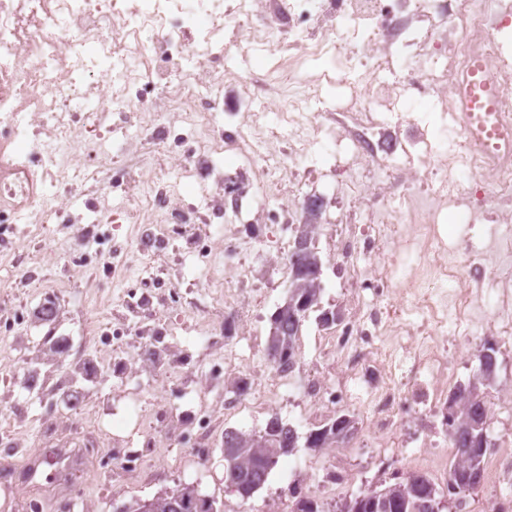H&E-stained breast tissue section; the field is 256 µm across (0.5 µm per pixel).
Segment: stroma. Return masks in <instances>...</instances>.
Listing matches in <instances>:
<instances>
[{
  "mask_svg": "<svg viewBox=\"0 0 512 512\" xmlns=\"http://www.w3.org/2000/svg\"><path fill=\"white\" fill-rule=\"evenodd\" d=\"M82 231L79 224H67L48 234L31 224L19 225L7 249L37 259L41 265L39 280L24 279L15 267L0 264V313L15 309L26 313L8 336L0 335V432L12 433L13 447H54L55 432L68 431L81 423L101 424L107 441L126 438L139 432L135 411L129 406L131 399H139L144 407L155 403L179 411L184 407L183 392L187 389L217 413L225 390L232 385L233 371H264L265 364L254 346L267 343L269 318L288 297L287 273L278 275L266 307L257 312L253 336L227 340L218 335L204 347L199 341L197 315L190 304L224 302L223 281H216L210 288L196 284L205 267L204 259L189 253L180 240L158 258L131 256L133 266L160 268L163 278L180 288L187 300L183 307L156 305L131 312L123 304L126 289L113 285L103 266L94 264L77 272L62 263L64 252L97 250V243L84 240ZM49 297L57 302L56 326L72 338L67 352L56 357L48 353L51 327L35 313ZM89 319L107 325L126 323L131 334L119 344L86 336L83 327ZM155 321L171 325L162 353L157 358L138 355V341L149 335ZM99 355L108 359L100 371L79 374L83 363ZM27 368L40 374L41 385L32 392L24 386L23 371ZM75 387L88 395L86 405L79 410L69 407L65 400ZM274 415L299 433L311 428L300 408L285 401L272 403L269 410L253 417L244 413L229 418L225 425L259 430ZM164 436L168 447L161 454L149 456L151 473L146 483L130 485L120 474L101 473L88 478L79 497L71 502L47 500L44 512H118L135 500L149 499L180 485L195 486L212 496L218 512H269L273 501L298 476L300 465L322 456L321 451L299 448L280 457L264 486L245 500L224 488L223 440H216L208 462L200 467L194 463L184 431L177 423H169Z\"/></svg>",
  "mask_w": 512,
  "mask_h": 512,
  "instance_id": "stroma-1",
  "label": "stroma"
}]
</instances>
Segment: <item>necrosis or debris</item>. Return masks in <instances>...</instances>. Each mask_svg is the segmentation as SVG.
I'll list each match as a JSON object with an SVG mask.
<instances>
[{
    "mask_svg": "<svg viewBox=\"0 0 512 512\" xmlns=\"http://www.w3.org/2000/svg\"><path fill=\"white\" fill-rule=\"evenodd\" d=\"M243 32L253 51L279 57L264 83L229 63L224 36ZM511 50L512 0H0V224H73L90 212L86 239H98L100 225L134 222L133 246L151 256L188 238L191 252L223 258L224 333L243 336L250 309L275 285L259 268L284 252L310 203L299 176L314 173L323 135L335 134L351 154L330 169L344 214L329 238L347 306L318 328L321 363L272 366L262 392L254 373L238 374L224 413L258 414L288 396L314 422L351 416L320 478L289 484L281 512L348 484L360 448L388 474L432 464L431 478L447 485L458 358L478 340L512 352V147L485 156L455 127L442 150L428 124L399 110L403 98L429 94L448 118L478 64L512 137ZM338 51L360 76L343 110L326 112L319 62ZM228 93L242 104L234 121L224 116ZM227 148L248 164L215 173L213 157ZM106 150L117 165L104 182L95 164ZM153 158L167 176L149 169ZM187 173L210 182L215 198L193 216L170 190V176ZM258 187L275 202L268 224L247 217ZM117 190L122 204L108 210L104 198ZM461 206L468 224L491 225L481 243L444 238L449 209ZM191 222L222 233L223 250L189 237ZM487 411L500 445L489 460L490 508L512 512V379ZM180 418L205 460L221 419L193 400ZM100 444L89 427L28 460L50 472V485L69 486L86 468L107 471Z\"/></svg>",
    "mask_w": 512,
    "mask_h": 512,
    "instance_id": "4bbe7bcc",
    "label": "necrosis or debris"
}]
</instances>
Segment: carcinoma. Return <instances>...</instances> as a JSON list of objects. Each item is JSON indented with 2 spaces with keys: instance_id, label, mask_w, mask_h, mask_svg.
<instances>
[{
  "instance_id": "cac0c4a2",
  "label": "carcinoma",
  "mask_w": 512,
  "mask_h": 512,
  "mask_svg": "<svg viewBox=\"0 0 512 512\" xmlns=\"http://www.w3.org/2000/svg\"><path fill=\"white\" fill-rule=\"evenodd\" d=\"M288 276L298 279L322 271L321 258L315 247V236H296L287 258ZM321 289H290L288 302L273 316V332L267 346L268 355L280 364L293 365L297 356V339L307 313L319 303ZM493 372L478 371L474 382L454 393L448 404V418L455 426L457 456L450 464L448 486L441 488L423 474H404L380 483L371 490L347 499L336 512H422V503L441 502L443 497L476 491L484 482L488 420L483 381ZM350 426L349 419L339 417L331 424L310 431L305 436L309 448H325L338 443ZM297 431L277 417L271 418L259 431H224V484L242 499H248L266 481L280 456L298 447ZM134 512H216L215 500L199 493L192 485H182L149 500L136 503Z\"/></svg>"
}]
</instances>
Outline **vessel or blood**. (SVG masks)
<instances>
[{"mask_svg": "<svg viewBox=\"0 0 512 512\" xmlns=\"http://www.w3.org/2000/svg\"><path fill=\"white\" fill-rule=\"evenodd\" d=\"M455 122L470 140L486 147L493 146L495 140L503 135L498 97L486 89L479 68L470 71L469 106L467 110L458 112Z\"/></svg>", "mask_w": 512, "mask_h": 512, "instance_id": "obj_1", "label": "vessel or blood"}]
</instances>
